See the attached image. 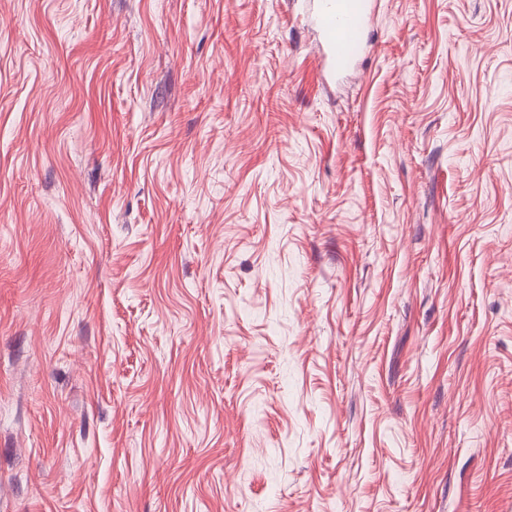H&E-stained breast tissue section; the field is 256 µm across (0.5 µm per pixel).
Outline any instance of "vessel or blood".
<instances>
[{
    "mask_svg": "<svg viewBox=\"0 0 512 512\" xmlns=\"http://www.w3.org/2000/svg\"><path fill=\"white\" fill-rule=\"evenodd\" d=\"M372 9V0H313V22L330 71L344 73L364 50Z\"/></svg>",
    "mask_w": 512,
    "mask_h": 512,
    "instance_id": "b4317fda",
    "label": "vessel or blood"
}]
</instances>
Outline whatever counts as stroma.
<instances>
[{"label": "stroma", "instance_id": "stroma-1", "mask_svg": "<svg viewBox=\"0 0 512 512\" xmlns=\"http://www.w3.org/2000/svg\"><path fill=\"white\" fill-rule=\"evenodd\" d=\"M0 0V512H512V0ZM313 22L318 28L325 65L331 72L347 71L366 45L371 0H314Z\"/></svg>", "mask_w": 512, "mask_h": 512}]
</instances>
